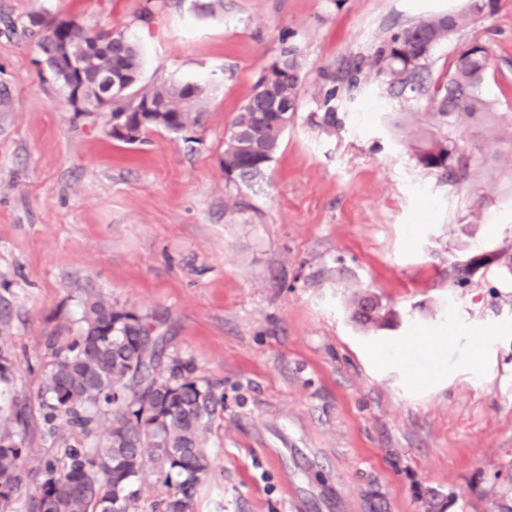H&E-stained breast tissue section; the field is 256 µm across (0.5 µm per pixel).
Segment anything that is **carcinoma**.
Segmentation results:
<instances>
[{
    "label": "carcinoma",
    "instance_id": "obj_1",
    "mask_svg": "<svg viewBox=\"0 0 512 512\" xmlns=\"http://www.w3.org/2000/svg\"><path fill=\"white\" fill-rule=\"evenodd\" d=\"M222 7L223 0H191L198 16ZM442 21L434 15L393 33L374 53L373 64L399 92L430 93L441 101L443 111L428 113L427 126L417 130L410 148L422 168L459 183L494 162L477 146L462 153L459 134L477 136L496 113L483 96L488 65L481 58L458 56L448 79L432 89L425 84L424 64L409 66V57L418 53L417 34L440 43L446 34ZM22 29L38 34L45 53H58L65 63L83 68L82 79L55 80L68 101L91 98L94 76L102 71L117 78L112 101L98 109L110 112L114 121L123 116L137 125L136 136L125 143H141L154 130L178 136L197 123L188 109L202 93L197 84L170 78L150 90L135 89L141 50L125 33L88 29L46 10L29 15ZM94 42L106 48L90 56L86 47ZM299 85L300 64L295 51L285 48L264 68L226 131V184L248 187L269 167L294 122ZM81 308L80 329L55 349L40 393L45 421L64 422L80 440L63 447V461L44 462L27 512H137L148 473L161 485L164 512H189L211 465L207 439L224 413V394L195 375L192 363L163 362L165 337L148 342L155 326L134 311L90 293ZM392 319L393 312L375 296L352 302L351 320L365 330L384 329ZM24 421L18 409L0 425V512H9L26 455L9 424Z\"/></svg>",
    "mask_w": 512,
    "mask_h": 512
}]
</instances>
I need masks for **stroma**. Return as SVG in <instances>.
<instances>
[{
  "mask_svg": "<svg viewBox=\"0 0 512 512\" xmlns=\"http://www.w3.org/2000/svg\"><path fill=\"white\" fill-rule=\"evenodd\" d=\"M469 4L224 0L203 18L189 0H0V415L25 406L28 450L12 512L58 454L38 398L47 342L76 334L89 292L159 320L167 359L224 394L191 512H494L512 491V163L456 186L422 169L407 145L428 99L393 93L372 64L398 29ZM45 9L136 39L139 87L198 84L190 141L127 144L108 113L75 112L36 38L4 25ZM472 42L489 56L484 94L512 114V0L440 43L427 82ZM287 46L295 120L263 176L226 186L229 122ZM356 293L394 326H356Z\"/></svg>",
  "mask_w": 512,
  "mask_h": 512,
  "instance_id": "stroma-1",
  "label": "stroma"
}]
</instances>
